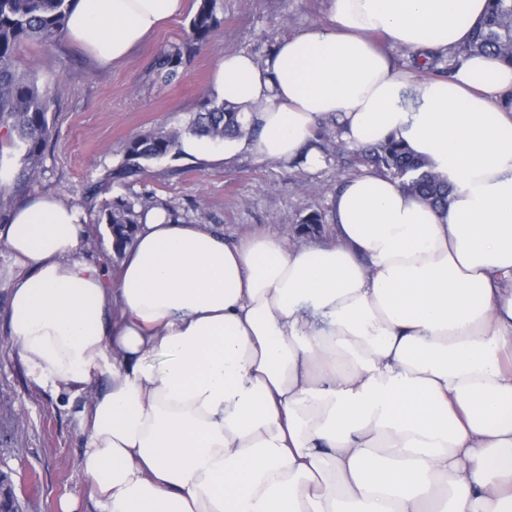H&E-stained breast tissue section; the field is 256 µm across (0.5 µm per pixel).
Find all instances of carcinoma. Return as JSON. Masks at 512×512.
<instances>
[{"label":"carcinoma","mask_w":512,"mask_h":512,"mask_svg":"<svg viewBox=\"0 0 512 512\" xmlns=\"http://www.w3.org/2000/svg\"><path fill=\"white\" fill-rule=\"evenodd\" d=\"M73 0H0V126L17 132L22 170L15 191L37 180L39 168L51 135L48 113L52 100L39 91L34 80L16 69V56L21 46L36 41L51 46L66 29ZM220 20L216 0H201L184 39L158 53L152 68L168 83L178 69L198 52ZM473 54L492 55L512 65V0H489L484 18L472 29L468 43L448 52V74L463 58ZM188 134L198 138L223 140L246 133L240 108L206 99L203 111L195 113ZM181 133L159 131L131 139L126 158L113 169L110 181H134L142 173V162L164 158L179 149ZM361 163L390 176L409 196L435 208L448 207L449 187L446 180L433 172L428 163L409 151L403 141L394 137L368 143L363 148ZM149 196L117 198L99 207L100 218L112 233V250L120 255L136 233L139 218L153 207ZM322 231V216L314 211L301 224V233L314 237Z\"/></svg>","instance_id":"carcinoma-1"}]
</instances>
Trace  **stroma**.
I'll return each instance as SVG.
<instances>
[{
	"instance_id": "stroma-1",
	"label": "stroma",
	"mask_w": 512,
	"mask_h": 512,
	"mask_svg": "<svg viewBox=\"0 0 512 512\" xmlns=\"http://www.w3.org/2000/svg\"><path fill=\"white\" fill-rule=\"evenodd\" d=\"M329 0H217L221 26L176 78L162 83L152 70L158 52L179 43L189 29L198 0L166 22L125 60L102 67L81 47L60 39L47 47L22 46L19 71L35 78L53 99L52 135L37 182L17 201L52 194L81 206L90 188L125 157L135 136L186 129L205 99L216 97L214 73L225 52L242 51L264 63L278 40L327 22ZM337 115L316 122L310 146L318 167L305 159L291 163L239 153L222 162L184 156L149 163L139 182L113 184L100 203L147 194L180 217L200 220L233 240L248 232L271 231L290 243H307L299 226L311 212L323 216L320 242L334 239L332 198L361 167L357 151L339 135ZM15 272L0 244V473L8 477L19 512H60L62 498L77 501L76 512H94L80 478L85 447L75 406L35 384L8 336V283Z\"/></svg>"
}]
</instances>
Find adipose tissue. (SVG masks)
I'll list each match as a JSON object with an SVG mask.
<instances>
[{
  "label": "adipose tissue",
  "mask_w": 512,
  "mask_h": 512,
  "mask_svg": "<svg viewBox=\"0 0 512 512\" xmlns=\"http://www.w3.org/2000/svg\"><path fill=\"white\" fill-rule=\"evenodd\" d=\"M187 0H74L66 33L124 59ZM487 0H329L265 64L225 54L221 100L289 162L317 119L361 147L396 136L452 188L436 209L362 172L335 240L228 242L153 208L115 279L87 217L51 195L0 225L18 269L10 336L35 383L77 404L97 512H512V66L397 73L374 43L465 44Z\"/></svg>",
  "instance_id": "adipose-tissue-1"
}]
</instances>
